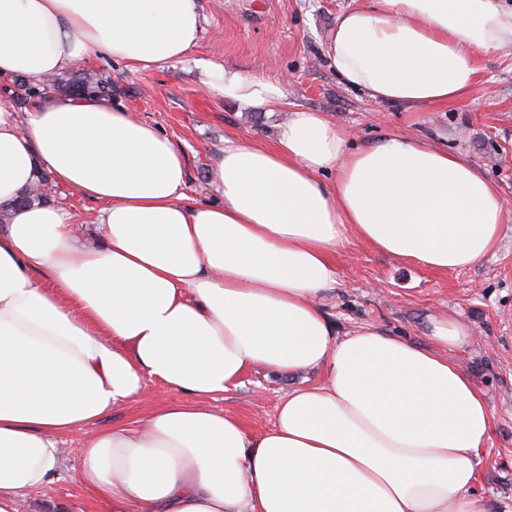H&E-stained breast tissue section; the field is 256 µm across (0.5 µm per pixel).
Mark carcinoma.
Masks as SVG:
<instances>
[{
	"label": "carcinoma",
	"mask_w": 512,
	"mask_h": 512,
	"mask_svg": "<svg viewBox=\"0 0 512 512\" xmlns=\"http://www.w3.org/2000/svg\"><path fill=\"white\" fill-rule=\"evenodd\" d=\"M112 76L106 72L81 70L58 74L50 79L33 82L26 78L15 77L11 83L0 88L10 95L15 102L28 105L36 99L47 96L85 97L97 96L112 100ZM49 175L44 172L36 174L35 186L25 190L20 196V203L39 204L51 201V195L39 191V187L48 184Z\"/></svg>",
	"instance_id": "1"
}]
</instances>
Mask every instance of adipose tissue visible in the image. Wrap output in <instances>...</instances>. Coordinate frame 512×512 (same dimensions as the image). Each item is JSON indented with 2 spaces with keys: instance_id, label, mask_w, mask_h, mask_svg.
Returning <instances> with one entry per match:
<instances>
[{
  "instance_id": "ef3b65f1",
  "label": "adipose tissue",
  "mask_w": 512,
  "mask_h": 512,
  "mask_svg": "<svg viewBox=\"0 0 512 512\" xmlns=\"http://www.w3.org/2000/svg\"><path fill=\"white\" fill-rule=\"evenodd\" d=\"M198 0H0V76L40 80L91 55L150 68L184 58ZM512 45L502 0H372L340 15L326 58L388 104L445 105L474 58ZM205 82L226 101L289 110L275 145L228 139L188 197L181 151L96 97H0V512L58 479L67 437L80 477L113 512H487L475 492L495 411L450 358L468 326L436 317L423 347L372 324L336 338L320 299L349 240L454 271L498 245L505 210L473 163L390 135L349 149L281 83L231 65ZM100 203V243L67 213L14 200L36 173ZM332 182H323L325 174ZM262 367L319 370L249 432L212 399ZM186 394L88 432L146 379Z\"/></svg>"
}]
</instances>
